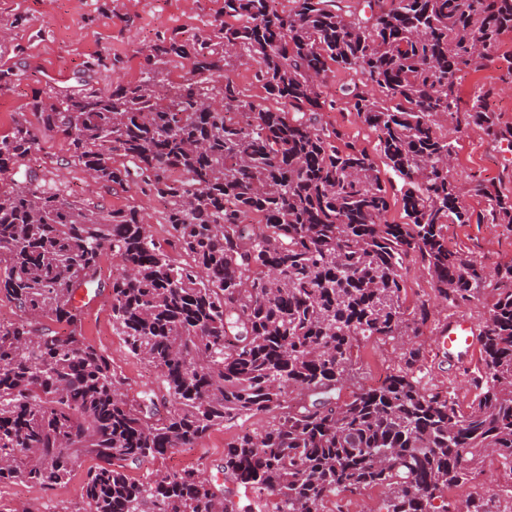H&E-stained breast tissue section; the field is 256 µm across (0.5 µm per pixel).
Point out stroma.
Listing matches in <instances>:
<instances>
[{
	"instance_id": "1",
	"label": "stroma",
	"mask_w": 512,
	"mask_h": 512,
	"mask_svg": "<svg viewBox=\"0 0 512 512\" xmlns=\"http://www.w3.org/2000/svg\"><path fill=\"white\" fill-rule=\"evenodd\" d=\"M224 15V0H0V26L8 28L10 37L0 41V68L24 65L25 76L11 91L0 96V132L8 131L20 112L25 111L35 89L45 83H74L88 61L95 56L119 55L124 63L116 71L99 75L103 84L136 80L144 59L141 48L164 32L187 30L204 21ZM503 58L481 71L459 72L456 92L461 106H468L482 86L493 87L488 103L501 125L512 126V79L506 75V59L512 55V31L501 37ZM324 120L340 129L347 139L368 150H375V131L365 125L343 104L327 108ZM454 149V161L448 171L450 179L512 192V150L506 143L492 141L485 131L468 123L457 113L439 121ZM34 158L47 159L39 168L40 176L64 189L66 195L109 212L128 204L137 205L145 214L155 241L168 247L170 233L161 224L163 204L158 199L137 194L119 186L91 182L80 170L66 163L67 145L59 138L41 139ZM449 248L492 269L512 262V226L503 224H452L447 229ZM430 302L432 315L413 343L422 352L416 372L424 386H438L452 391L461 406L476 397L474 379L482 369V351L448 354L439 346V336L449 320L464 318L481 327L493 302L492 292L460 307H443L435 302L429 276L419 261H411L405 276L404 307L411 310L421 302ZM82 331L90 344L105 351L123 383L124 391L136 394L157 384L151 367L132 357L112 328V314L106 296H99L82 314ZM400 346L396 341L372 337L361 340L345 385L352 391L372 385L377 377L386 376L400 364ZM272 420L271 414H258L224 425L212 431L193 447L182 448L160 460L165 469L179 470L206 463L208 476L221 484L226 494L250 512H273L274 500L265 493L226 481L222 471L224 450L245 430L261 431ZM85 468L73 471L69 481L51 489L20 482L0 483V512H14L20 503H34L46 512H73L80 500ZM476 482L498 494L497 512H512V472L499 457L486 456L476 473Z\"/></svg>"
}]
</instances>
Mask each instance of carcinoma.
<instances>
[{"mask_svg": "<svg viewBox=\"0 0 512 512\" xmlns=\"http://www.w3.org/2000/svg\"><path fill=\"white\" fill-rule=\"evenodd\" d=\"M224 0V19L164 33L143 50L140 77L96 85L121 68L47 85L0 134V482L53 488L90 458L74 512H238L206 467L129 464L191 448L226 423L275 413L224 449V480L266 492L274 512H324L338 492L381 487L385 512H452L448 488L497 453L512 472V263L488 272L448 248L450 224H512V194L481 183L473 214L448 179L452 144L437 118L459 112L457 74L500 59L512 0ZM192 76L164 84L162 67ZM253 78L281 107L247 98ZM343 70L341 98L379 132L377 151L401 180L405 222L388 219L375 156L322 122V88ZM479 91L466 114L512 143ZM97 183L163 201L173 259L135 205L106 214L19 168L43 137ZM116 261L101 278L100 258ZM416 255L436 297L466 305L495 284L479 333V394L462 410L414 376L420 349L377 387L341 399L359 342L418 336L431 315L403 308ZM109 291L112 327L155 369L158 388L121 391L112 359L86 342L76 297ZM44 317L60 334L33 324ZM483 487L458 502L494 512ZM238 83L245 93L252 97L257 103L275 108L277 105L272 100H266V94L263 89L257 85L252 79V69L248 65L237 66L234 72Z\"/></svg>", "mask_w": 512, "mask_h": 512, "instance_id": "1", "label": "carcinoma"}]
</instances>
